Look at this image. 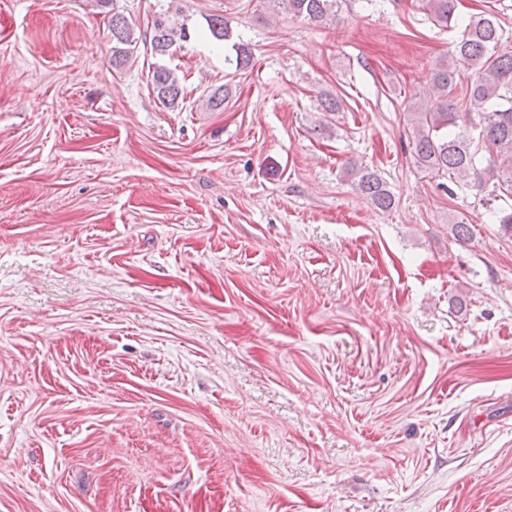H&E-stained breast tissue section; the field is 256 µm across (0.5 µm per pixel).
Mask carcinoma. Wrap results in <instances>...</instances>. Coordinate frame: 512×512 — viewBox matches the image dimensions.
<instances>
[{
	"label": "carcinoma",
	"mask_w": 512,
	"mask_h": 512,
	"mask_svg": "<svg viewBox=\"0 0 512 512\" xmlns=\"http://www.w3.org/2000/svg\"><path fill=\"white\" fill-rule=\"evenodd\" d=\"M337 0H279L288 14L310 22H323L336 15ZM432 21L454 32L448 62L432 72L437 96L420 106V126L414 139L413 157L419 167L442 173L451 182L491 193H512V51L503 48L508 37L498 18L488 12L460 19L457 0H420ZM112 66L121 68L133 57L139 37L132 23L112 13ZM188 38L179 29L157 18L153 22L150 47L160 56L176 49ZM469 73L465 111H457L451 93L460 72ZM158 101L167 108L178 103L182 88L178 77L162 66L151 75ZM357 192L375 207L387 210L394 197L375 171L351 169Z\"/></svg>",
	"instance_id": "1"
}]
</instances>
